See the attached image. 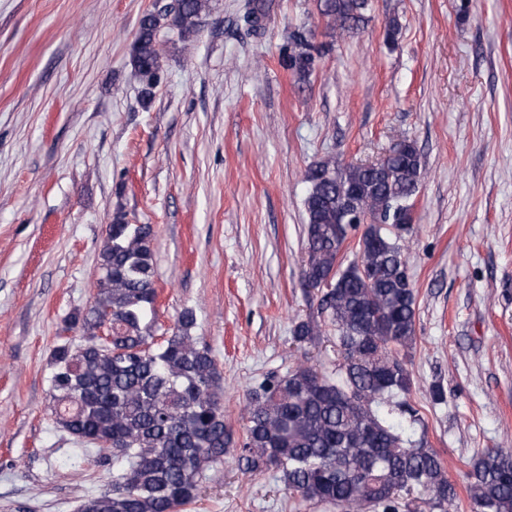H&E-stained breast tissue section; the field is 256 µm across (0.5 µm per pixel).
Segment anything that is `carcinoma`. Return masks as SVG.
<instances>
[{"label": "carcinoma", "instance_id": "carcinoma-1", "mask_svg": "<svg viewBox=\"0 0 512 512\" xmlns=\"http://www.w3.org/2000/svg\"><path fill=\"white\" fill-rule=\"evenodd\" d=\"M372 0H318L329 36L354 34ZM207 0H175L141 16L130 44L132 66L151 102L162 68L160 30L183 40L198 30ZM269 5L247 0L242 21L264 34ZM315 46L304 26L288 35L281 63L308 82ZM422 176L416 143L402 138L378 160L329 156L309 166L304 278L320 284L323 323L300 321L298 343L336 331V377L301 364L254 382L245 433L235 443L224 419L221 374L211 349L193 335L196 315L180 312L170 335L158 323L151 224L117 210L107 226L91 306L72 314L51 350L49 390L56 423L73 440L112 458V490L79 512H180L199 493L204 472L232 452L251 472L276 469L289 494L340 512H458L460 494L430 448L419 411L408 402L412 374L402 351L415 337L416 294L404 260L413 231L408 202ZM356 211V223L344 213ZM356 258L340 261L352 235ZM470 512H512V452L487 448L466 473Z\"/></svg>", "mask_w": 512, "mask_h": 512}]
</instances>
